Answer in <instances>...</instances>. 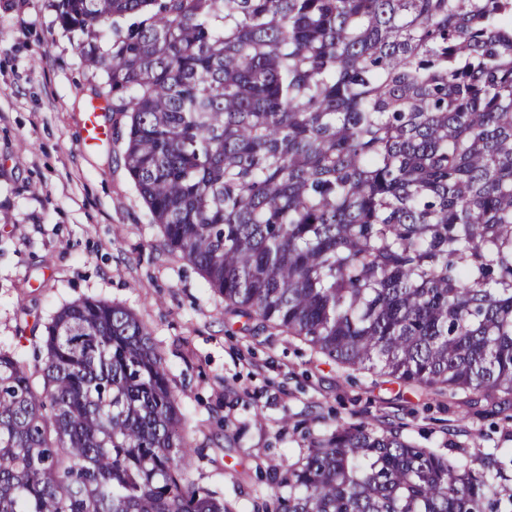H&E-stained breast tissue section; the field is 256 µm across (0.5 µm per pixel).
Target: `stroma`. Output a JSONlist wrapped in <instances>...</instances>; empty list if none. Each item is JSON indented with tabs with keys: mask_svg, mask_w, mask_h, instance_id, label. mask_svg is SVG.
Masks as SVG:
<instances>
[{
	"mask_svg": "<svg viewBox=\"0 0 512 512\" xmlns=\"http://www.w3.org/2000/svg\"><path fill=\"white\" fill-rule=\"evenodd\" d=\"M55 0H0V343L33 359L27 322L104 299L130 309L162 352L188 439L191 479L229 512H255L305 431L402 423L421 446L479 457L498 449L512 479V424L465 419L448 396L381 383L278 329L242 330L222 297L172 254L124 165V124L103 144L79 131L101 78L85 66Z\"/></svg>",
	"mask_w": 512,
	"mask_h": 512,
	"instance_id": "obj_1",
	"label": "stroma"
}]
</instances>
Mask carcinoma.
I'll return each mask as SVG.
<instances>
[{
  "mask_svg": "<svg viewBox=\"0 0 512 512\" xmlns=\"http://www.w3.org/2000/svg\"><path fill=\"white\" fill-rule=\"evenodd\" d=\"M169 251L242 329L512 420V0H58ZM0 346V512H229L125 306ZM273 512H512L497 455L327 425Z\"/></svg>",
  "mask_w": 512,
  "mask_h": 512,
  "instance_id": "carcinoma-1",
  "label": "carcinoma"
}]
</instances>
